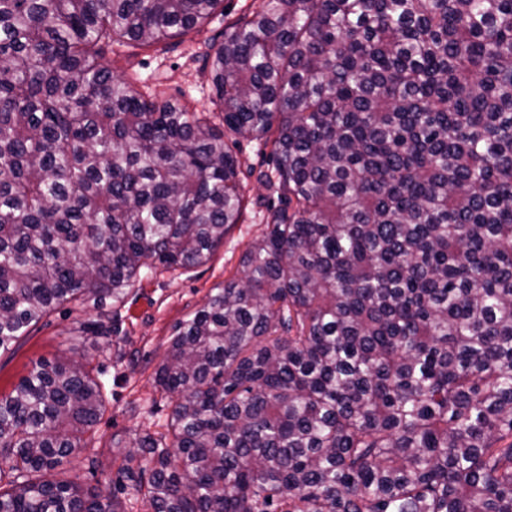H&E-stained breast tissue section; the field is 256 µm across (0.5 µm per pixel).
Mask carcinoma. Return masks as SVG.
Instances as JSON below:
<instances>
[{
    "mask_svg": "<svg viewBox=\"0 0 512 512\" xmlns=\"http://www.w3.org/2000/svg\"><path fill=\"white\" fill-rule=\"evenodd\" d=\"M223 0H0V355L57 306L205 263L241 221L224 132L281 205L174 326L144 512H512V0H261L204 57L224 129L98 61ZM113 326L85 333L111 345ZM104 385L0 394V512H129L65 459Z\"/></svg>",
    "mask_w": 512,
    "mask_h": 512,
    "instance_id": "carcinoma-1",
    "label": "carcinoma"
}]
</instances>
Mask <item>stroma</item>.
Returning a JSON list of instances; mask_svg holds the SVG:
<instances>
[{
	"label": "stroma",
	"mask_w": 512,
	"mask_h": 512,
	"mask_svg": "<svg viewBox=\"0 0 512 512\" xmlns=\"http://www.w3.org/2000/svg\"><path fill=\"white\" fill-rule=\"evenodd\" d=\"M260 0H224V12L200 32L152 47L109 44L101 64L113 74L134 81L136 88L160 101H177L190 111L204 112L219 122V106L203 55L212 41L222 40L228 22L256 9ZM228 145L241 166L244 208L224 242L202 265L188 270H147L135 281L124 305L96 310L78 302L58 308L31 327L11 354L0 356V394L10 393L32 364L39 360H66L79 355L100 371L105 408L95 427L96 474H89L84 457L68 459L65 470L80 476L84 486L108 496L118 486V471L149 464L139 449L116 448L113 438L131 441L144 432L164 430L171 404L155 387L154 373L169 347L176 323L202 306L226 280L240 277V258L266 228L265 216L277 196L262 176L272 169L270 148L251 137H229ZM115 317L120 337L118 351L108 350L83 330L86 322Z\"/></svg>",
	"instance_id": "35a3bbf8"
}]
</instances>
